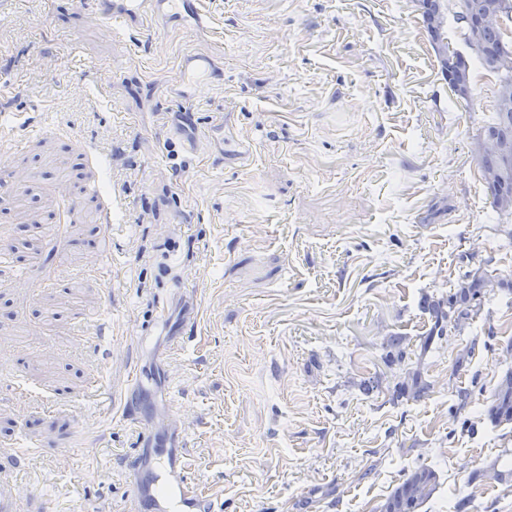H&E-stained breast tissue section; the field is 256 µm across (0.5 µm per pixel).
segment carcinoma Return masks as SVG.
I'll list each match as a JSON object with an SVG mask.
<instances>
[{
  "mask_svg": "<svg viewBox=\"0 0 512 512\" xmlns=\"http://www.w3.org/2000/svg\"><path fill=\"white\" fill-rule=\"evenodd\" d=\"M419 0L422 20L431 42L438 47L442 74L448 80V87L462 100H469L471 70L469 59L460 55L456 49H449L444 43L442 32L445 25L446 11L454 9V17L464 31V40L477 39L483 46V52L475 55L479 65L489 72H494L492 57L509 50L512 52V39H507V24H512V12L505 13L499 23L479 24V18L487 11L491 0ZM495 112L491 119L480 129L478 139L497 138L512 146V108L505 111L494 100ZM478 164L482 171L491 204L500 212H511L512 206L504 203L503 193L512 194V153L504 156L498 154H481ZM512 291V281L505 278L489 276L474 272L464 276L447 295L439 298L424 295L419 302L421 311L428 315L431 328L426 336L424 346L434 340L443 338L448 332L449 320L455 321L454 329L462 331L469 320L481 310L486 297L494 291ZM384 349V362L393 365L404 361L409 355V343L403 336L387 338ZM429 384L418 371L412 372L408 379L398 381L392 391L391 400H418L427 394ZM484 416L491 425L498 427L512 424V370H506L498 379L487 404ZM437 485L436 473L424 466H419L405 474L403 480L392 490L381 505V512H423L425 503L433 494Z\"/></svg>",
  "mask_w": 512,
  "mask_h": 512,
  "instance_id": "carcinoma-1",
  "label": "carcinoma"
}]
</instances>
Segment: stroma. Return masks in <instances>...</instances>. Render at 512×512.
I'll use <instances>...</instances> for the list:
<instances>
[{
  "instance_id": "stroma-1",
  "label": "stroma",
  "mask_w": 512,
  "mask_h": 512,
  "mask_svg": "<svg viewBox=\"0 0 512 512\" xmlns=\"http://www.w3.org/2000/svg\"><path fill=\"white\" fill-rule=\"evenodd\" d=\"M202 7L208 28L162 16L149 36L115 34L88 0L0 12V118L26 120L0 161V245L26 277L0 265V362L20 393L0 405V445L27 459L0 491L21 488L26 512H135L149 426L181 432L218 512H378L420 465L438 474L427 512L469 493L472 512H512V487L468 483L512 461V426L482 414L512 369V294L422 360H382L391 335L420 349L423 295L477 269L512 276V216L476 159L494 76L456 99L415 0ZM191 49L211 74L185 105L176 54ZM116 197L99 237L85 216ZM86 319L106 323L101 346L82 343ZM417 366L429 393L389 403ZM374 375L384 391L364 396ZM462 388L474 401L457 414Z\"/></svg>"
}]
</instances>
